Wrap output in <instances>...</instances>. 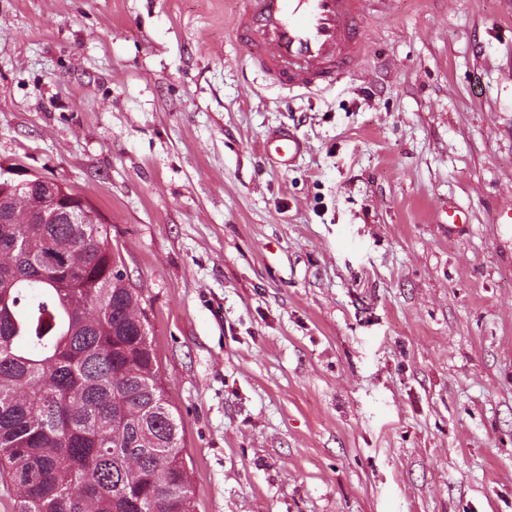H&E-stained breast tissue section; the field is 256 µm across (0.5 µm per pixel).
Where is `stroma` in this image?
I'll return each instance as SVG.
<instances>
[{
    "label": "stroma",
    "instance_id": "1",
    "mask_svg": "<svg viewBox=\"0 0 512 512\" xmlns=\"http://www.w3.org/2000/svg\"><path fill=\"white\" fill-rule=\"evenodd\" d=\"M236 6L0 0V164L109 225L196 512H512V0H371L323 94ZM302 140L289 129H281L270 134L264 142V152L282 167H292L302 153Z\"/></svg>",
    "mask_w": 512,
    "mask_h": 512
}]
</instances>
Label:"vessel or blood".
I'll return each mask as SVG.
<instances>
[{"label": "vessel or blood", "instance_id": "obj_1", "mask_svg": "<svg viewBox=\"0 0 512 512\" xmlns=\"http://www.w3.org/2000/svg\"><path fill=\"white\" fill-rule=\"evenodd\" d=\"M369 0H240L232 32L246 44L252 65L288 91L333 88L368 53L362 26ZM304 144L281 129L264 142L266 156L292 167Z\"/></svg>", "mask_w": 512, "mask_h": 512}]
</instances>
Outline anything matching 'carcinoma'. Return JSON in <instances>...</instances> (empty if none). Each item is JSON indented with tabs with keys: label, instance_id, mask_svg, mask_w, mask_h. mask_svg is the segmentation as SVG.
<instances>
[{
	"label": "carcinoma",
	"instance_id": "carcinoma-1",
	"mask_svg": "<svg viewBox=\"0 0 512 512\" xmlns=\"http://www.w3.org/2000/svg\"><path fill=\"white\" fill-rule=\"evenodd\" d=\"M0 171V475L15 512H195L182 421L108 227Z\"/></svg>",
	"mask_w": 512,
	"mask_h": 512
}]
</instances>
